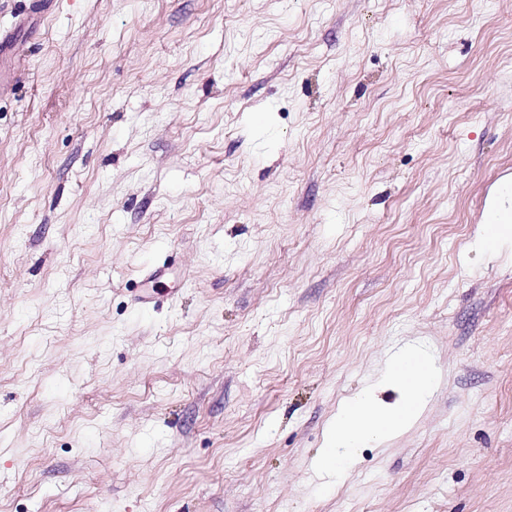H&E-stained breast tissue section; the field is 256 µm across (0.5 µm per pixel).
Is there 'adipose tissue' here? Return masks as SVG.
Instances as JSON below:
<instances>
[{
  "label": "adipose tissue",
  "mask_w": 512,
  "mask_h": 512,
  "mask_svg": "<svg viewBox=\"0 0 512 512\" xmlns=\"http://www.w3.org/2000/svg\"><path fill=\"white\" fill-rule=\"evenodd\" d=\"M387 378L404 390L403 400L386 405L364 393L342 407L329 429L320 461L323 469L345 475L353 467L359 448L408 428L434 386L435 371L423 351L408 347L392 359Z\"/></svg>",
  "instance_id": "ef3b65f1"
}]
</instances>
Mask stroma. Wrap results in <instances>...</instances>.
Returning <instances> with one entry per match:
<instances>
[{
    "instance_id": "obj_1",
    "label": "stroma",
    "mask_w": 512,
    "mask_h": 512,
    "mask_svg": "<svg viewBox=\"0 0 512 512\" xmlns=\"http://www.w3.org/2000/svg\"><path fill=\"white\" fill-rule=\"evenodd\" d=\"M17 43L0 512H512V0H55ZM407 345L423 412L335 479ZM497 216V210L490 213L487 224L483 225L478 239L480 247L489 252L497 250L506 231L511 230L510 224H498ZM386 377L405 391L400 403L385 405L371 393H363L339 410L329 429L320 466L336 473V479L353 467L359 448L385 440L414 422L436 378L427 356L417 347L397 353Z\"/></svg>"
}]
</instances>
